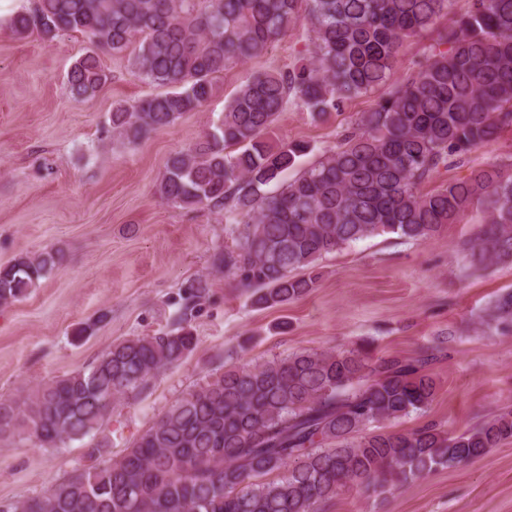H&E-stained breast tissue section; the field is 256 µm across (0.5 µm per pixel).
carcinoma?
Segmentation results:
<instances>
[{
    "instance_id": "obj_1",
    "label": "carcinoma",
    "mask_w": 512,
    "mask_h": 512,
    "mask_svg": "<svg viewBox=\"0 0 512 512\" xmlns=\"http://www.w3.org/2000/svg\"><path fill=\"white\" fill-rule=\"evenodd\" d=\"M449 0H33L6 31L46 39L78 32L91 48L67 74L72 98L108 76L101 54L130 52L131 71L162 91L112 109L129 144L173 126L212 97L233 64L264 54L299 21L307 53L286 69L247 74L204 139L172 155L160 197L178 208H224L231 244L212 266L253 305L293 303L316 287L320 262L384 235L421 243L471 208L484 213L473 264L512 258V161L423 190L442 168L512 130V0H468L438 29L425 62L400 70L403 43L448 12ZM388 92L340 132L319 159L279 138L289 106L325 119L381 86ZM292 178H287L289 172ZM60 249L0 266V307L25 299L64 261ZM197 278L177 294L166 332L113 342L90 366L0 397V440L62 448L100 431L112 405L148 389L198 346ZM482 322L512 328V292ZM435 351L370 356L368 346L303 350L262 363L222 365L165 409L118 460L102 445L42 493L6 512H318L353 487L383 493L438 468H458L512 438V406L462 430L434 422L400 431L371 425L424 413L437 383Z\"/></svg>"
}]
</instances>
